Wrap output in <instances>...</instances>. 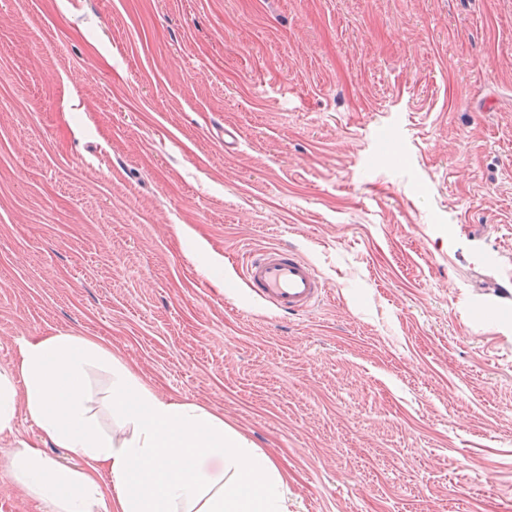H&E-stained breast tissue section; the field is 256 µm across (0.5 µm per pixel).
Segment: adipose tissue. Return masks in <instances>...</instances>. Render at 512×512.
<instances>
[{
	"label": "adipose tissue",
	"mask_w": 512,
	"mask_h": 512,
	"mask_svg": "<svg viewBox=\"0 0 512 512\" xmlns=\"http://www.w3.org/2000/svg\"><path fill=\"white\" fill-rule=\"evenodd\" d=\"M109 376L103 429L91 375ZM83 467L58 465L19 435L18 411ZM12 480L49 512H288L273 459L223 414L158 394L96 337L25 339L0 369V440Z\"/></svg>",
	"instance_id": "obj_1"
}]
</instances>
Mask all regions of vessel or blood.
<instances>
[{
	"instance_id": "b4317fda",
	"label": "vessel or blood",
	"mask_w": 512,
	"mask_h": 512,
	"mask_svg": "<svg viewBox=\"0 0 512 512\" xmlns=\"http://www.w3.org/2000/svg\"><path fill=\"white\" fill-rule=\"evenodd\" d=\"M240 277L259 301L285 316L309 313L325 293L314 265L289 247L253 252L242 263Z\"/></svg>"
}]
</instances>
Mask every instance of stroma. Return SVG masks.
Masks as SVG:
<instances>
[{"label": "stroma", "instance_id": "35a3bbf8", "mask_svg": "<svg viewBox=\"0 0 512 512\" xmlns=\"http://www.w3.org/2000/svg\"><path fill=\"white\" fill-rule=\"evenodd\" d=\"M269 246L315 311L251 296ZM54 331L290 512H512V0H0V367ZM240 277L259 301L285 316L309 313L325 293L314 265L289 247L253 252L242 263Z\"/></svg>", "mask_w": 512, "mask_h": 512}]
</instances>
